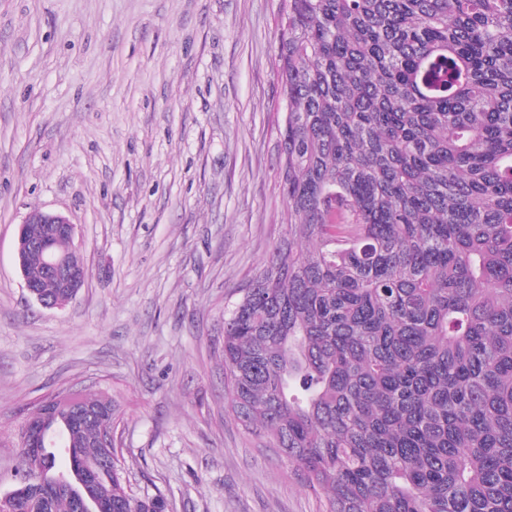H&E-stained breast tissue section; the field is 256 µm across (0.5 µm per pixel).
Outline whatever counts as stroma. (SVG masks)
<instances>
[{"mask_svg": "<svg viewBox=\"0 0 512 512\" xmlns=\"http://www.w3.org/2000/svg\"><path fill=\"white\" fill-rule=\"evenodd\" d=\"M283 0H0V496L28 407L82 386L120 405L132 487L173 512H323L224 400V308L279 240ZM35 208L86 265L59 309L28 294Z\"/></svg>", "mask_w": 512, "mask_h": 512, "instance_id": "1", "label": "stroma"}]
</instances>
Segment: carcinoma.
Instances as JSON below:
<instances>
[{
	"instance_id": "1",
	"label": "carcinoma",
	"mask_w": 512,
	"mask_h": 512,
	"mask_svg": "<svg viewBox=\"0 0 512 512\" xmlns=\"http://www.w3.org/2000/svg\"><path fill=\"white\" fill-rule=\"evenodd\" d=\"M285 235L224 311L227 401L325 512H512V0H286ZM25 273L45 281L42 254ZM109 390L28 408L62 424ZM11 491L21 512H171L92 424Z\"/></svg>"
}]
</instances>
